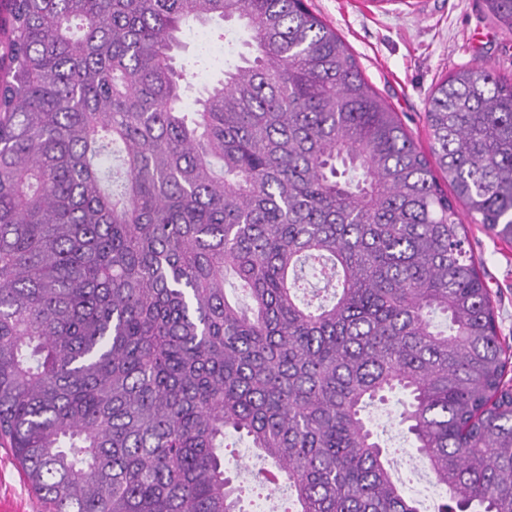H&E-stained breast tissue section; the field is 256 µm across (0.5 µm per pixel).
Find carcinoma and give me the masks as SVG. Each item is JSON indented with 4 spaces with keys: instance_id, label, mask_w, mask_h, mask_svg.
Returning a JSON list of instances; mask_svg holds the SVG:
<instances>
[{
    "instance_id": "1",
    "label": "carcinoma",
    "mask_w": 512,
    "mask_h": 512,
    "mask_svg": "<svg viewBox=\"0 0 512 512\" xmlns=\"http://www.w3.org/2000/svg\"><path fill=\"white\" fill-rule=\"evenodd\" d=\"M3 2L0 442L50 512H243L231 434L295 512H419L366 417L394 390L440 512H512L465 229L512 240V83L442 80L428 156L306 0ZM214 16L248 54L190 107L175 50Z\"/></svg>"
}]
</instances>
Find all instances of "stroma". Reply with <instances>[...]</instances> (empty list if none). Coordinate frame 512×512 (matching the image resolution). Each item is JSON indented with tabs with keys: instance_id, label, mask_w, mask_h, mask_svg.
Wrapping results in <instances>:
<instances>
[{
	"instance_id": "35a3bbf8",
	"label": "stroma",
	"mask_w": 512,
	"mask_h": 512,
	"mask_svg": "<svg viewBox=\"0 0 512 512\" xmlns=\"http://www.w3.org/2000/svg\"><path fill=\"white\" fill-rule=\"evenodd\" d=\"M310 10L333 27L355 55L372 88L398 112L422 151L431 138L425 123L428 101L438 83L464 65L480 66L512 82V34L497 27L483 0H308ZM216 49L203 67H193L199 52L193 30H186L176 53L187 65L188 99L213 86L225 65L235 62L234 50L225 48L223 22L202 28ZM470 253L490 291L499 342L506 357V375L512 378V242L493 237L482 225L467 227ZM405 396L389 394L370 409L371 426L389 431L394 447L392 467L405 493L420 512H437L446 491L419 494V470L409 462L416 456L410 439L389 427ZM9 449L0 446V512H44Z\"/></svg>"
}]
</instances>
